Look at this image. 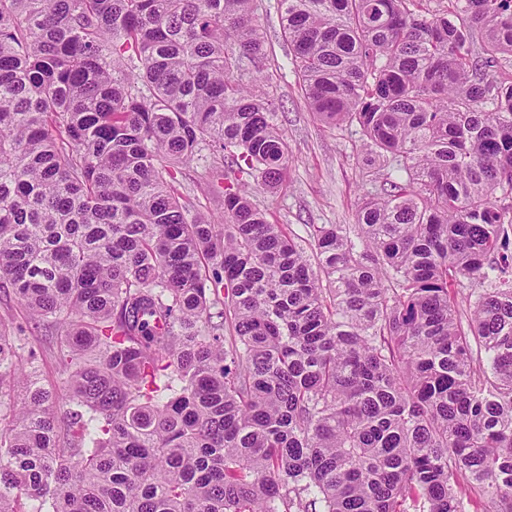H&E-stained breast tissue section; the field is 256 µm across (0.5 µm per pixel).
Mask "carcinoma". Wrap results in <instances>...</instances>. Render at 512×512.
<instances>
[{
	"label": "carcinoma",
	"mask_w": 512,
	"mask_h": 512,
	"mask_svg": "<svg viewBox=\"0 0 512 512\" xmlns=\"http://www.w3.org/2000/svg\"><path fill=\"white\" fill-rule=\"evenodd\" d=\"M431 2L280 0L386 170L304 240L254 0H0V512H512V0ZM202 154L206 157L184 170L183 183L196 209L219 216L224 211V199L216 189L221 182L224 185V162L207 150ZM45 333L28 334L23 341L28 347L35 348L39 353V369L42 383L46 385L57 384V366L55 356L57 347H59L61 339L60 336H45Z\"/></svg>",
	"instance_id": "cac0c4a2"
}]
</instances>
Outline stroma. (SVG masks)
Segmentation results:
<instances>
[{"label":"stroma","mask_w":512,"mask_h":512,"mask_svg":"<svg viewBox=\"0 0 512 512\" xmlns=\"http://www.w3.org/2000/svg\"><path fill=\"white\" fill-rule=\"evenodd\" d=\"M256 5L267 47L263 74L279 106L276 122L287 138L290 161L277 190L253 181L252 200L270 221L301 237L312 224L355 223L358 207L375 188L364 169L362 136L356 127L329 128L315 119L280 27V0H256ZM223 180V161L209 154L185 169L183 183L195 208L217 216L224 210L217 191Z\"/></svg>","instance_id":"stroma-1"}]
</instances>
